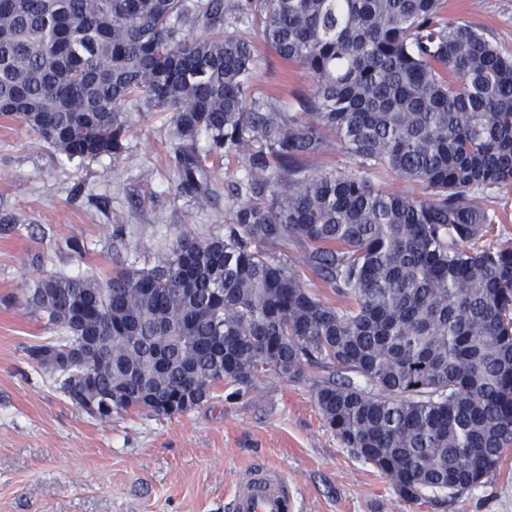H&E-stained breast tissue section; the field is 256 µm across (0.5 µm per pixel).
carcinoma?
<instances>
[{
    "instance_id": "obj_1",
    "label": "carcinoma",
    "mask_w": 512,
    "mask_h": 512,
    "mask_svg": "<svg viewBox=\"0 0 512 512\" xmlns=\"http://www.w3.org/2000/svg\"><path fill=\"white\" fill-rule=\"evenodd\" d=\"M254 27L315 78L283 107L253 92ZM202 35L195 36L193 32ZM171 114L175 191L212 198L233 153L224 236H180L151 266L26 285L25 305L78 344L54 376L95 379L99 419L171 417L311 369L325 425L401 498L453 500L512 447V242L488 240V192L512 185V57L443 0H10L0 8V118L69 159L118 155L125 106ZM335 134L351 166L311 170ZM204 135L205 150L197 147ZM409 195L382 188L376 169ZM308 247L305 269L266 244ZM336 295L323 299L306 273ZM100 336H87L86 339L78 346L70 349L68 353L61 355L60 357L55 356V352L47 355L48 360L52 361L56 367L59 365H65L68 367H74L82 363L85 357V351L88 348H92L95 344H99Z\"/></svg>"
}]
</instances>
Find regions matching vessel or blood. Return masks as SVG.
Wrapping results in <instances>:
<instances>
[{
    "label": "vessel or blood",
    "instance_id": "b4317fda",
    "mask_svg": "<svg viewBox=\"0 0 512 512\" xmlns=\"http://www.w3.org/2000/svg\"><path fill=\"white\" fill-rule=\"evenodd\" d=\"M292 497L281 473L263 464L252 466L239 478L228 512H291Z\"/></svg>",
    "mask_w": 512,
    "mask_h": 512
}]
</instances>
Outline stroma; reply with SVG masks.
Returning a JSON list of instances; mask_svg holds the SVG:
<instances>
[{"instance_id": "35a3bbf8", "label": "stroma", "mask_w": 512, "mask_h": 512, "mask_svg": "<svg viewBox=\"0 0 512 512\" xmlns=\"http://www.w3.org/2000/svg\"><path fill=\"white\" fill-rule=\"evenodd\" d=\"M445 9L512 56V0H446ZM253 41L256 91L285 100L312 91L306 69ZM125 116L123 153L82 162L0 119V512H226L237 478L258 463L281 471L299 512H512V450L455 501L409 503L326 427L308 375L258 379L232 401L219 389L171 417L131 411L103 422L64 396L27 354L52 333L26 310L25 284L111 273L135 261L138 243L157 250L181 234H223L224 192L244 174L228 154L211 173L209 203L176 195L169 113L130 105ZM116 224L128 248L113 249ZM69 238L83 254L66 248Z\"/></svg>"}]
</instances>
